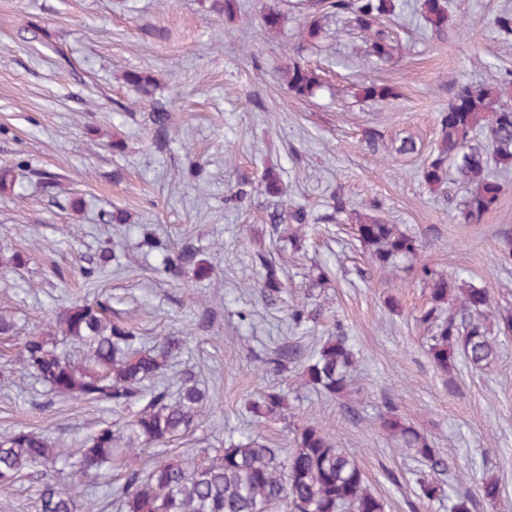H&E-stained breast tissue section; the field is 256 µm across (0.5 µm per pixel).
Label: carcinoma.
<instances>
[{
	"label": "carcinoma",
	"mask_w": 512,
	"mask_h": 512,
	"mask_svg": "<svg viewBox=\"0 0 512 512\" xmlns=\"http://www.w3.org/2000/svg\"><path fill=\"white\" fill-rule=\"evenodd\" d=\"M309 7L312 12L304 18L302 41H319L323 18L335 15L360 34L368 58L379 62L393 58L397 44L386 22L402 9L400 0H313ZM448 8L449 0H421L424 19L438 33L447 28ZM281 22L282 14L274 6L261 17L267 31L279 28ZM283 77L288 92L300 97L313 94L323 83L319 69L299 61L288 64ZM504 81L512 84V71L506 72ZM507 85L456 87L448 109L439 115V139L419 174L421 181L434 189L443 183L448 168L454 169L457 182L465 188L456 207L462 224L480 223L497 204L500 187L486 176L489 156L503 165L512 163V112L502 102ZM359 94L379 101L395 96L394 88L377 83L362 84ZM479 133L486 144L475 142ZM263 181L267 194L282 195L280 174L275 169L265 170ZM333 212L352 224L356 239L374 262L384 265L418 251L417 238L379 216L375 205L351 209L338 197ZM268 221L305 224L308 215L301 208L281 206L268 213ZM257 258L265 269L261 288L273 302L284 288L282 268L262 253ZM196 263L197 254L185 247L165 248L161 261L164 273L173 277ZM415 274L428 290L420 321L433 330L428 353L434 367L446 376L455 370L459 357L475 369L490 365L497 348L486 320L494 316L496 308L488 289L426 265L417 267ZM60 335L82 346L81 360L58 351L54 340ZM167 357L164 345L140 347L133 331L112 319V306L99 300L61 310L49 322L48 330L28 336L21 348L22 362L35 372L47 392L91 404L141 401L143 382L166 369ZM295 359V352L284 349L264 364L284 371ZM354 362L353 347L338 324L335 334L309 357L306 372L315 388L338 394L346 388ZM202 400L203 393L195 384L182 383L174 402L159 391L123 425L105 424L80 439L77 448H58L41 432L0 433V486L5 488L61 462L70 468L69 484L54 478L42 481L37 492L38 512H83L80 487L84 479L112 468L126 453L144 452L184 435ZM284 402L285 395L272 387L249 401L248 408L253 416L262 418L280 413ZM380 427L427 467L428 473L419 480L422 494L427 498L441 495L435 476L448 469L446 453L430 447L427 437L394 409L382 417ZM477 494L487 501L496 500L498 480L483 475ZM473 502L474 494L458 492L448 512H472ZM279 507L284 512H384L382 500L368 487L356 460L324 429L311 424L295 430L291 448H271L251 439L232 442L202 459L188 449L180 456L158 459L148 472L126 475L119 499L120 512H273Z\"/></svg>",
	"instance_id": "1"
}]
</instances>
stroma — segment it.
Wrapping results in <instances>:
<instances>
[{"instance_id": "1", "label": "stroma", "mask_w": 512, "mask_h": 512, "mask_svg": "<svg viewBox=\"0 0 512 512\" xmlns=\"http://www.w3.org/2000/svg\"><path fill=\"white\" fill-rule=\"evenodd\" d=\"M212 3L0 0V169L15 174L14 187H0V311L19 329L0 339V363H12L0 375V432L47 430L73 448L99 424L128 418L119 405L45 392L18 360L23 338L54 310L102 297L145 346L181 341L145 391L173 398L190 378L206 393L189 431L159 455L249 436L279 445L289 429L313 424L357 460L386 512H448L449 495L475 490L485 473L498 479L500 494L476 499L473 512H512V336H496L488 368L461 362L452 377L441 375L420 321L427 293L413 275L424 263L458 271L512 311V263L500 260L512 237V166H492L497 206L471 225L457 221L464 189L454 176L435 190L417 176L454 87L493 84L512 70V39L494 25L512 0H451L441 37L424 26L419 0H406L390 23L393 59L373 64L357 32L333 18L318 46L301 47L300 0H242V16ZM271 4L284 15L275 32L260 25ZM297 58L322 72L313 97L282 84L281 67ZM131 71L150 76V95L127 84ZM365 79L394 87L395 98L357 97ZM156 107L172 114L167 135L151 123ZM369 127L382 134L378 149L363 140ZM408 138L416 152L400 153ZM268 167L279 172L289 204L311 217L300 250L288 241L292 224L268 222ZM241 185L246 195L227 202ZM336 196L353 207L378 203L382 217L417 237V255L373 263L330 221ZM145 228L161 244L193 245L202 268L159 273V253L139 246ZM104 248L112 260L101 267ZM260 252L284 260L285 286L272 304L260 288ZM296 308L305 310L303 322L292 321ZM338 324L357 357L344 394L308 385L303 362L284 373L263 367L283 346L310 353ZM266 387L286 393L284 415L246 412ZM391 404L446 450L442 496L422 495L421 464L381 429ZM150 464L128 453L121 468L84 488L85 512H117L126 470Z\"/></svg>"}]
</instances>
